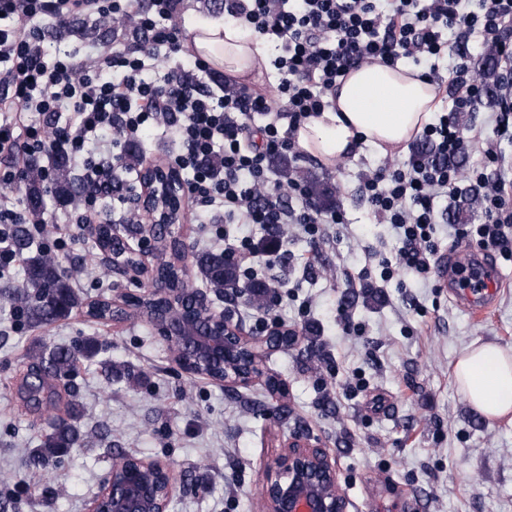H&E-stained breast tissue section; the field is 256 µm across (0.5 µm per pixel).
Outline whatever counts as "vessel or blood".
<instances>
[{
	"mask_svg": "<svg viewBox=\"0 0 512 512\" xmlns=\"http://www.w3.org/2000/svg\"><path fill=\"white\" fill-rule=\"evenodd\" d=\"M468 263L477 270V278L471 279L459 273L457 261L451 257L440 260L439 279L458 302L471 311L481 313L489 310L492 305L499 269L492 254L488 252L469 258Z\"/></svg>",
	"mask_w": 512,
	"mask_h": 512,
	"instance_id": "vessel-or-blood-1",
	"label": "vessel or blood"
}]
</instances>
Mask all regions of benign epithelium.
Instances as JSON below:
<instances>
[{
  "label": "benign epithelium",
  "instance_id": "1",
  "mask_svg": "<svg viewBox=\"0 0 512 512\" xmlns=\"http://www.w3.org/2000/svg\"><path fill=\"white\" fill-rule=\"evenodd\" d=\"M172 169L173 165L167 164L142 183L139 204L149 220L140 225L138 247L142 250L155 243L158 224L168 225L171 238L180 240L168 210L181 207L185 187L171 190ZM112 268L119 274L132 271L137 277L146 276L144 296L165 304L153 327L164 341L177 344V362L190 376L211 377V366L218 360L224 366L219 383L226 389L244 387L260 375L265 351L279 350L285 341L292 346L299 341L298 332L284 326L264 334L246 330L231 311L216 309L204 290L195 292L187 307L166 279L142 263L127 266L116 260ZM284 448L267 464L262 486L264 512H347L348 501L327 449L303 436L287 439ZM181 486L171 464L135 457L129 465L112 469L87 512H168Z\"/></svg>",
  "mask_w": 512,
  "mask_h": 512
}]
</instances>
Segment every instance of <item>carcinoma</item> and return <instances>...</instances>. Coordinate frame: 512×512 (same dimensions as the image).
<instances>
[{
    "mask_svg": "<svg viewBox=\"0 0 512 512\" xmlns=\"http://www.w3.org/2000/svg\"><path fill=\"white\" fill-rule=\"evenodd\" d=\"M495 64L496 56L492 52L487 53L479 63L486 82L487 102L490 104L494 103L497 95L493 76ZM54 164L57 173L53 188L55 199L61 206L71 205L75 196L70 181V166L62 154L57 155ZM120 164L125 169L136 168L140 174L146 171L144 157L134 145L129 146L120 157ZM308 188L311 195L321 203H334L335 189L332 186L312 178L308 181ZM44 193L45 189L38 176L32 175L25 186L24 194L29 212L34 217L41 214ZM110 228L111 222L108 219L99 224L95 241L97 255L106 272L112 270V263L107 261L106 255L114 252ZM14 247L25 255V277L23 283L14 289L11 299L30 323L36 326L47 325L67 318L79 309L86 310V315L93 321L112 320V299L100 297L88 302L82 298L72 288L70 276L63 269L59 258L34 248L28 230L22 224L16 226ZM158 251L169 256V259L158 265V273L180 289V298H187L200 289L209 290L218 296L236 291L238 272L233 264L224 259V254L203 252L195 255V267L200 280L193 282L182 278L181 269L177 266L180 252L170 251L164 242L160 243ZM98 353V340L87 337L72 347H55L46 355L38 354L27 367L28 375L34 378L28 384L30 399L34 404H40V393L50 380H66L65 391L69 396L66 402V418L58 417L50 424L41 437L40 444L32 450L28 461L27 478L41 486L47 497L56 495V490L44 474L49 462L67 455L70 449L79 447L84 442V433L78 426L81 410L76 400V379L80 363L94 358Z\"/></svg>",
    "mask_w": 512,
    "mask_h": 512,
    "instance_id": "obj_1",
    "label": "carcinoma"
}]
</instances>
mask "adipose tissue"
Segmentation results:
<instances>
[{
    "label": "adipose tissue",
    "instance_id": "1",
    "mask_svg": "<svg viewBox=\"0 0 512 512\" xmlns=\"http://www.w3.org/2000/svg\"><path fill=\"white\" fill-rule=\"evenodd\" d=\"M195 45L202 58L227 72L245 74L266 66L267 44L249 38L230 22L204 25ZM434 84L420 70L365 63L342 81L330 107L304 119L296 142L332 163L360 145L381 153L398 151L420 134L436 108ZM454 379L474 412L494 420L512 415V350L473 342L457 358Z\"/></svg>",
    "mask_w": 512,
    "mask_h": 512
}]
</instances>
